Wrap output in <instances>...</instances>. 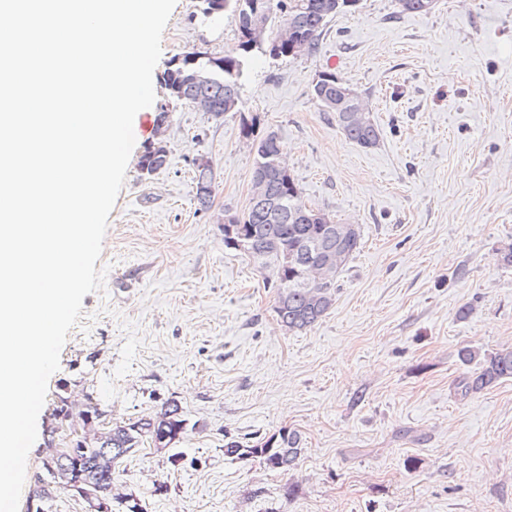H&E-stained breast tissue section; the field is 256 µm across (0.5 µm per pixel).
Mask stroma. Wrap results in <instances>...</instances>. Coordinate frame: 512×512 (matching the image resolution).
I'll list each match as a JSON object with an SVG mask.
<instances>
[{"label": "stroma", "instance_id": "obj_1", "mask_svg": "<svg viewBox=\"0 0 512 512\" xmlns=\"http://www.w3.org/2000/svg\"><path fill=\"white\" fill-rule=\"evenodd\" d=\"M176 0L154 69L194 50L237 48L231 13ZM330 70L361 92L377 147L348 140L310 95ZM144 111L95 267L60 352L27 458L21 501L42 470L59 397L93 396L112 422L176 401L191 429L177 461L149 448L119 460L112 488L145 512H512V380L469 395L457 352L512 346V0H437L426 16L395 0L336 14L315 53L263 59L241 113L171 101ZM274 132L306 204L361 228L319 322L291 332L266 273L226 248L220 220L252 196L241 115ZM164 143L168 162L141 178ZM215 191L198 209L192 177ZM471 306L459 318L462 306ZM299 431L290 471L230 459L224 438ZM166 493H158L159 485ZM196 172L194 198L201 210H207L210 207L214 191L212 168L207 162L201 161L196 165Z\"/></svg>", "mask_w": 512, "mask_h": 512}]
</instances>
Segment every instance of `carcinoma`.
<instances>
[{"instance_id":"1","label":"carcinoma","mask_w":512,"mask_h":512,"mask_svg":"<svg viewBox=\"0 0 512 512\" xmlns=\"http://www.w3.org/2000/svg\"><path fill=\"white\" fill-rule=\"evenodd\" d=\"M324 0H229L228 10L234 13L238 5L248 11L255 7L265 15L267 28H272L277 19L283 24L273 39L276 45L249 49L247 27L240 18L237 24L239 51L223 57L208 52L192 51L180 60H170L161 76L170 98L184 104L202 102L205 111L215 117L228 112L240 116V135L258 141L254 154L252 172H264V187L252 196L244 214L247 224L253 228L255 240L266 255V267L272 269L277 301L275 312L282 326L290 331L301 332L313 327L330 309L328 297L335 294L336 283L324 282L308 277L306 262L309 260L307 242L320 225L312 224L301 216L304 210L301 191L295 190L280 180L278 174L265 168L266 157L280 153L277 137L270 132L259 136L256 133L257 118L240 112L242 79L255 59H293L292 42L300 37L308 44V53L316 51L319 38L331 16L323 10ZM400 12L427 15L434 8V0H397ZM344 82L331 72L322 73V79L312 85V97L329 111L326 98L336 94ZM339 129L354 143L364 149L379 144L378 125L371 121L359 123L336 115ZM195 200L200 209L210 207L214 191L213 172L210 164L196 165ZM360 229L339 241L343 253L340 266H345L359 249ZM465 365H475V370L457 383V390L464 396L494 387L502 380L512 379V347H505L491 354L472 346L458 352ZM188 422L182 408L175 401H166L160 410L149 417L130 419L112 427L107 447L112 456L105 457L92 449L83 453L68 467V472L56 475L45 472L37 477L32 496L52 507L55 493L67 489L71 481L91 478L105 484L112 483L113 459L135 452L148 444L159 453H169L173 445L187 432ZM303 452L302 439L295 432L284 430L274 433L249 445L234 437L224 438V456L231 459L258 458L270 470L288 471L294 467ZM115 512H144L140 500L133 494L117 495Z\"/></svg>"}]
</instances>
